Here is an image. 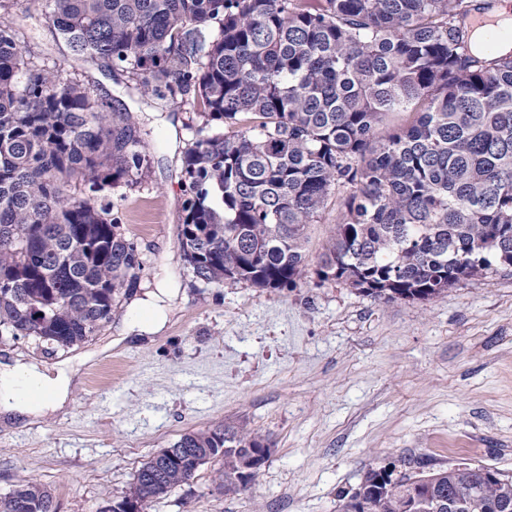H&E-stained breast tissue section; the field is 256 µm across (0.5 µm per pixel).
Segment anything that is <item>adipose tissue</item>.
I'll return each mask as SVG.
<instances>
[{"label": "adipose tissue", "instance_id": "1", "mask_svg": "<svg viewBox=\"0 0 512 512\" xmlns=\"http://www.w3.org/2000/svg\"><path fill=\"white\" fill-rule=\"evenodd\" d=\"M30 383L40 392L38 398L22 399L19 387ZM73 385V371L68 364L50 368L14 361L0 371V411L4 414L38 416L64 408Z\"/></svg>", "mask_w": 512, "mask_h": 512}]
</instances>
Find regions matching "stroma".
<instances>
[{
  "mask_svg": "<svg viewBox=\"0 0 512 512\" xmlns=\"http://www.w3.org/2000/svg\"><path fill=\"white\" fill-rule=\"evenodd\" d=\"M49 12L47 0H6L0 20L30 66L61 70L136 118L148 172L107 198L144 268L84 344L0 343V364L95 354L77 366L64 409L0 417V493L33 480L58 512H90L123 497L152 453L217 426L265 438L257 479L224 493L212 460L149 512H336L338 493L381 467L398 478L468 463L512 477V272L390 303L312 273L280 290L198 279L178 237L183 155L202 126L192 97H143L111 67L74 58ZM160 288L170 291L164 330L127 336Z\"/></svg>",
  "mask_w": 512,
  "mask_h": 512,
  "instance_id": "1",
  "label": "stroma"
}]
</instances>
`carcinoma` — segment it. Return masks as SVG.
<instances>
[{
	"instance_id": "1",
	"label": "carcinoma",
	"mask_w": 512,
	"mask_h": 512,
	"mask_svg": "<svg viewBox=\"0 0 512 512\" xmlns=\"http://www.w3.org/2000/svg\"><path fill=\"white\" fill-rule=\"evenodd\" d=\"M488 0H50L75 56L103 62L144 96L194 93L203 128L183 156L185 260L197 278L295 288L308 227L333 191L336 227L319 282L375 299L430 301L512 271V49L474 42ZM401 112L415 114L403 126ZM148 168L128 112L58 70L28 67L0 22V343L71 348L112 319L143 270L103 192ZM72 180L85 196L65 193ZM262 436L183 434L178 461L143 464L127 496L148 506L208 456L224 493L254 481ZM487 468L369 470L337 512H485ZM0 512H57L28 480Z\"/></svg>"
}]
</instances>
